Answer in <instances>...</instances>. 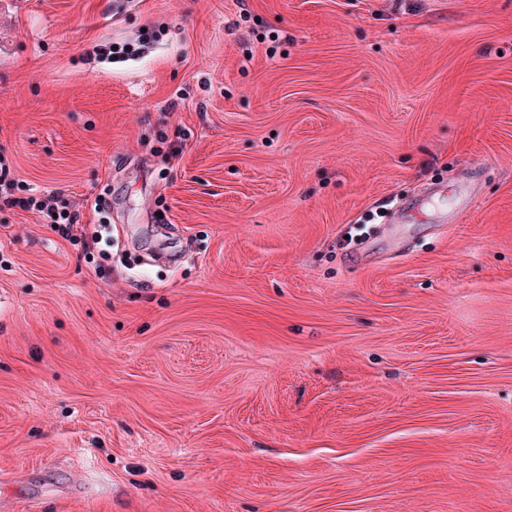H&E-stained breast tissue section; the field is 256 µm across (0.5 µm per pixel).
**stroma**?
<instances>
[{
  "mask_svg": "<svg viewBox=\"0 0 512 512\" xmlns=\"http://www.w3.org/2000/svg\"><path fill=\"white\" fill-rule=\"evenodd\" d=\"M0 150V512H512V0H0ZM20 181L11 172L5 154L0 151V202L4 206H17L24 210L35 211L46 219L51 229L63 238L76 244L81 243L80 259L86 264L102 260H112V225L107 213V204L101 194L94 200L93 211L97 224H79V212L70 205L58 200L55 195H34L26 193ZM16 193L22 195L17 197ZM57 215V218H54ZM416 212L408 207H400L393 214L391 224H388L383 229V238H385V244L392 250L393 254L401 253L405 248V241L400 234L397 225L392 224H405L409 222L412 214Z\"/></svg>",
  "mask_w": 512,
  "mask_h": 512,
  "instance_id": "1",
  "label": "stroma"
}]
</instances>
